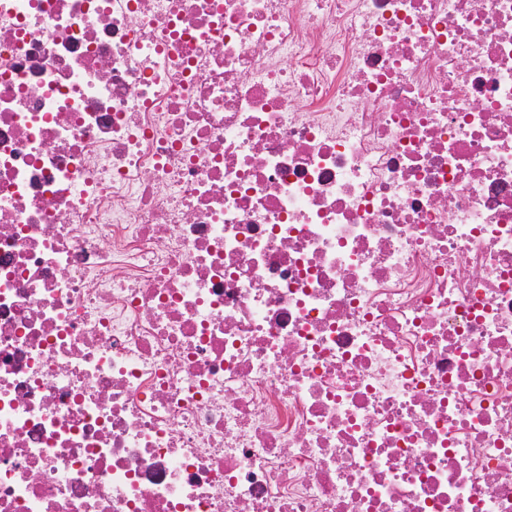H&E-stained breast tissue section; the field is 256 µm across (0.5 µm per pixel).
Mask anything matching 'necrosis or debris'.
Segmentation results:
<instances>
[{
    "mask_svg": "<svg viewBox=\"0 0 512 512\" xmlns=\"http://www.w3.org/2000/svg\"><path fill=\"white\" fill-rule=\"evenodd\" d=\"M0 512H512V0H0Z\"/></svg>",
    "mask_w": 512,
    "mask_h": 512,
    "instance_id": "1",
    "label": "necrosis or debris"
}]
</instances>
